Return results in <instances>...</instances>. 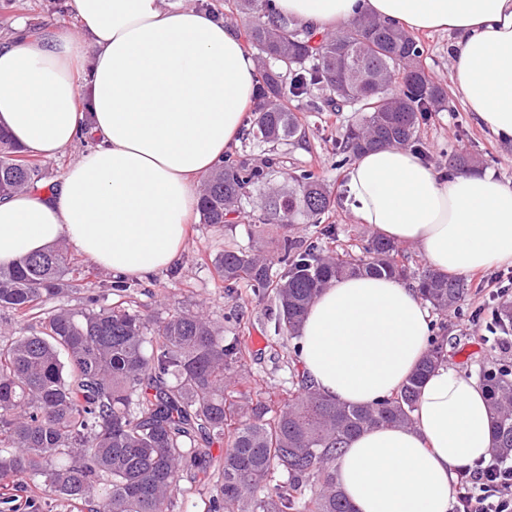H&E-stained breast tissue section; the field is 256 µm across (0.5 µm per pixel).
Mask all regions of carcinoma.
Wrapping results in <instances>:
<instances>
[{"mask_svg": "<svg viewBox=\"0 0 512 512\" xmlns=\"http://www.w3.org/2000/svg\"><path fill=\"white\" fill-rule=\"evenodd\" d=\"M248 18L246 38L263 68L257 81L259 113L243 139L272 146L301 139L304 130L288 99L316 88L329 92L323 107L354 99L360 118L338 149L348 157L386 146L418 142L420 123L445 100L442 88L420 74V43L409 31L360 17L321 35L286 18L265 19L270 0H236ZM403 76L393 96L374 92L377 79ZM277 158L253 165L228 157L206 179L201 195L203 223L220 226L240 204L270 183ZM45 178L0 131V195L34 187ZM334 199L315 173L303 170L288 189L265 194L266 221L286 229L318 223ZM336 238L326 224L320 237L299 244L283 236L266 259L234 248L215 258L224 291L241 283L255 296L273 295L276 336L298 338L309 306L333 279L385 275L416 287L434 310L446 312L468 293L463 281L431 266L412 269L400 246L374 237L358 253L321 254V241ZM64 244L0 267V312L34 320L39 330L0 336V483L30 494L54 496L88 512H172L180 475L220 481L207 512H352L336 484L333 463L351 439L379 426L409 425L419 389L439 361L448 357L444 339L430 347L409 380L374 405L339 403L313 389L291 359L288 402L270 414L253 399L249 381H238L246 415L225 395L226 373L244 365L245 337L224 336L198 313L179 311L151 331L150 321L130 306H104L84 288ZM86 289V306L44 308L45 302ZM495 328L512 331V303H504ZM491 415L492 448L512 455V364L479 372ZM224 447L217 461L213 446Z\"/></svg>", "mask_w": 512, "mask_h": 512, "instance_id": "cac0c4a2", "label": "carcinoma"}]
</instances>
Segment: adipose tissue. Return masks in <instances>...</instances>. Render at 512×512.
Here are the masks:
<instances>
[{
    "label": "adipose tissue",
    "instance_id": "adipose-tissue-1",
    "mask_svg": "<svg viewBox=\"0 0 512 512\" xmlns=\"http://www.w3.org/2000/svg\"><path fill=\"white\" fill-rule=\"evenodd\" d=\"M331 33L362 16L411 32H455L454 87L495 136L512 139V0H273ZM74 22L0 44V128L33 156L94 146L50 190L0 199V266L63 241L98 267L143 277L171 266L196 219L203 179L251 119L256 64L223 20L175 0H69ZM87 83H80L82 67ZM346 203L360 223L415 245L436 270L512 265V185L436 169L410 148L356 156ZM418 293L385 276L333 280L299 330L314 389L347 405L398 390L428 349ZM484 389L439 363L409 426L366 430L336 460L353 512H449L459 471L488 460Z\"/></svg>",
    "mask_w": 512,
    "mask_h": 512
}]
</instances>
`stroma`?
<instances>
[{
  "instance_id": "stroma-1",
  "label": "stroma",
  "mask_w": 512,
  "mask_h": 512,
  "mask_svg": "<svg viewBox=\"0 0 512 512\" xmlns=\"http://www.w3.org/2000/svg\"><path fill=\"white\" fill-rule=\"evenodd\" d=\"M27 28L47 31L70 21L68 0H11L0 6V40L14 34L17 20ZM422 47L420 67L427 78L442 86L447 99L437 112L421 123L418 136L427 159L435 167L448 168L454 155L465 153L480 158L483 169L495 179L512 184V142L499 139L483 128L472 112L454 94L451 44L449 32L418 34ZM303 124V140L278 145L280 166L272 178V186L289 183L300 171L320 175L335 200L321 222L335 225L337 240L327 242L330 250L354 249L366 244L374 231L359 223L346 204L344 164L340 163L336 144L359 114L353 106L339 112H317L305 101L289 104ZM264 209L259 196L243 203L242 214L235 223L213 226L195 222L178 259L168 268L136 279L128 299L147 315L152 325H160L177 310L203 312L225 335L240 331L249 334L250 354L245 367L252 379L253 393L272 409L279 411L288 399V362L293 344L275 339L270 330V317L276 312L272 299L257 298L249 286H241L237 294L224 292V283L215 273L213 261L225 247L232 246L249 253H260L274 247L281 234L305 241L316 237L317 226L295 224L288 231L263 221ZM469 291L456 309L433 314L435 323L448 328V362L471 375L481 367L499 362L501 333L492 329L493 313L506 299H512V266H496L467 276Z\"/></svg>"
}]
</instances>
